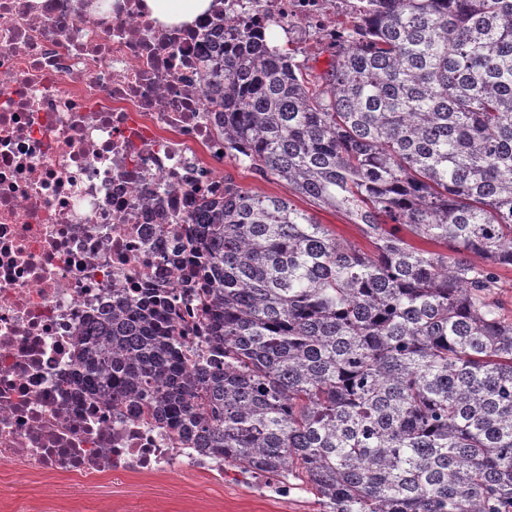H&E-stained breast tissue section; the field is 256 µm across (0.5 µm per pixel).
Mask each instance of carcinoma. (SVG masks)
<instances>
[{
    "instance_id": "carcinoma-1",
    "label": "carcinoma",
    "mask_w": 512,
    "mask_h": 512,
    "mask_svg": "<svg viewBox=\"0 0 512 512\" xmlns=\"http://www.w3.org/2000/svg\"><path fill=\"white\" fill-rule=\"evenodd\" d=\"M326 72L227 24L204 65L224 157L290 199L201 201L210 359L164 297L100 321L77 365L213 457L307 484L320 512H512V0H358Z\"/></svg>"
}]
</instances>
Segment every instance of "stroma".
<instances>
[{
    "instance_id": "1",
    "label": "stroma",
    "mask_w": 512,
    "mask_h": 512,
    "mask_svg": "<svg viewBox=\"0 0 512 512\" xmlns=\"http://www.w3.org/2000/svg\"><path fill=\"white\" fill-rule=\"evenodd\" d=\"M216 175L240 188L265 195L288 194L285 185L263 179L231 161L214 162ZM276 479L226 477L215 484L179 469L158 477H116L109 497L98 498L57 483L55 495L42 498L38 485L14 477L0 479V512H26L41 499L42 512H317L314 496L300 481L288 482L287 495L276 492Z\"/></svg>"
}]
</instances>
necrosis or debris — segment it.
I'll list each match as a JSON object with an SVG mask.
<instances>
[{
  "instance_id": "4bbe7bcc",
  "label": "necrosis or debris",
  "mask_w": 512,
  "mask_h": 512,
  "mask_svg": "<svg viewBox=\"0 0 512 512\" xmlns=\"http://www.w3.org/2000/svg\"><path fill=\"white\" fill-rule=\"evenodd\" d=\"M354 0H224L192 27L159 28L141 0H0V464L106 495L117 473L185 468L224 481L145 405L111 406L77 352L117 302L174 296L167 328L194 372L208 325L186 247L201 199L222 196L223 113L201 75L211 34L340 38Z\"/></svg>"
}]
</instances>
